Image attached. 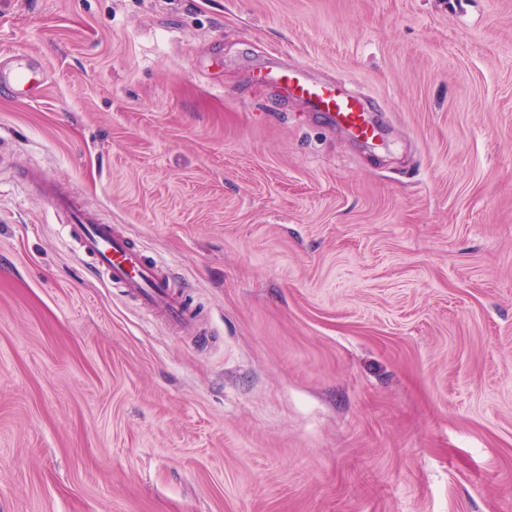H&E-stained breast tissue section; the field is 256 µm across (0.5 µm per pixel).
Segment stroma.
Here are the masks:
<instances>
[{
	"mask_svg": "<svg viewBox=\"0 0 512 512\" xmlns=\"http://www.w3.org/2000/svg\"><path fill=\"white\" fill-rule=\"evenodd\" d=\"M17 53L49 84L0 92V512H512V0H0ZM276 56L380 137L257 82ZM31 177L42 182L55 211L64 216L61 221L71 224L80 252L94 262L100 274L138 301L145 313L192 331L195 317L183 293L171 284L165 263L145 255L130 243L129 237L104 224L95 213L81 209L61 185L40 172H32Z\"/></svg>",
	"mask_w": 512,
	"mask_h": 512,
	"instance_id": "obj_1",
	"label": "stroma"
}]
</instances>
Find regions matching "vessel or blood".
Masks as SVG:
<instances>
[{"label": "vessel or blood", "mask_w": 512, "mask_h": 512, "mask_svg": "<svg viewBox=\"0 0 512 512\" xmlns=\"http://www.w3.org/2000/svg\"><path fill=\"white\" fill-rule=\"evenodd\" d=\"M254 77L284 87L309 102L354 139L368 143L379 136L378 128L367 117V104L359 95L345 85L316 78L309 68L274 59L257 68ZM0 88L14 96L35 98L43 93L44 83L37 79L32 62L21 56L0 72ZM42 184L55 211L70 224L81 253L93 261L100 274L138 301L145 313L192 331L190 308L183 293L171 284L163 262L145 255L125 234L103 223L95 213L81 209L61 185L47 178Z\"/></svg>", "instance_id": "obj_1"}]
</instances>
